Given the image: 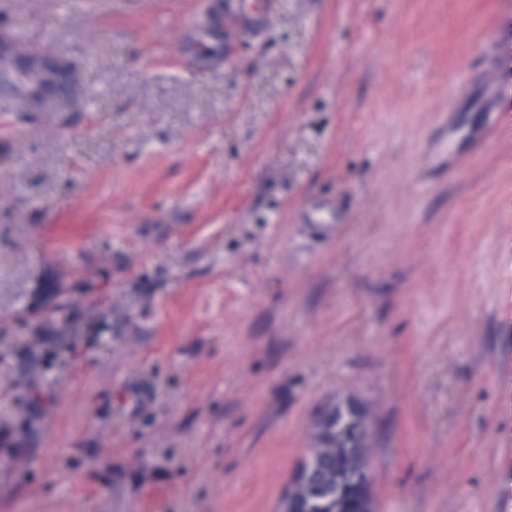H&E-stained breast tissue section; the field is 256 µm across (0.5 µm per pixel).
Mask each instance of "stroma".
Wrapping results in <instances>:
<instances>
[{"label":"stroma","mask_w":512,"mask_h":512,"mask_svg":"<svg viewBox=\"0 0 512 512\" xmlns=\"http://www.w3.org/2000/svg\"><path fill=\"white\" fill-rule=\"evenodd\" d=\"M0 0V512H277L321 409L378 512H512V0ZM56 289H49V282ZM228 11L231 13L238 27L249 33L260 32L271 15L276 12L277 0L263 1L262 8L258 9L252 0H230ZM75 65L63 51L43 55L21 49L13 31L0 35V95L40 99L46 93L73 94Z\"/></svg>","instance_id":"stroma-1"}]
</instances>
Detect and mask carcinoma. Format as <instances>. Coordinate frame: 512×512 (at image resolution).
Here are the masks:
<instances>
[{
    "label": "carcinoma",
    "mask_w": 512,
    "mask_h": 512,
    "mask_svg": "<svg viewBox=\"0 0 512 512\" xmlns=\"http://www.w3.org/2000/svg\"><path fill=\"white\" fill-rule=\"evenodd\" d=\"M75 65L58 51L30 53L17 44L14 33L0 35V95L9 99H39L47 93L61 97L73 94ZM328 447L319 458L315 482L321 496L309 512H356L358 483L355 472L371 466L372 458L361 448L363 435L359 415L348 409L330 419L325 430Z\"/></svg>",
    "instance_id": "carcinoma-1"
}]
</instances>
